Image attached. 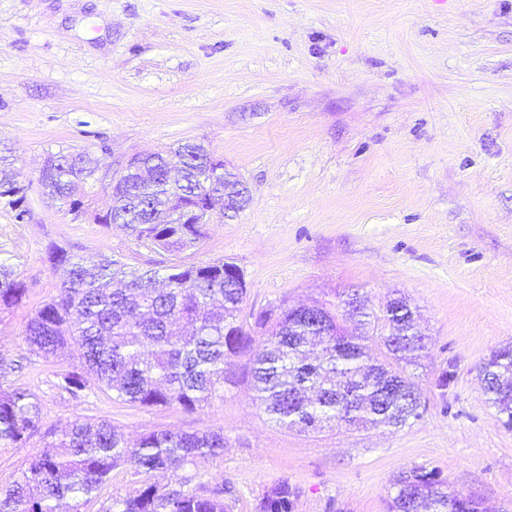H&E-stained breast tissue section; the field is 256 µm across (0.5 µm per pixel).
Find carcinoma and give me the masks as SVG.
I'll list each match as a JSON object with an SVG mask.
<instances>
[{
  "mask_svg": "<svg viewBox=\"0 0 512 512\" xmlns=\"http://www.w3.org/2000/svg\"><path fill=\"white\" fill-rule=\"evenodd\" d=\"M86 151L49 155L39 181L51 200L71 210L84 206V184L98 169ZM183 170L171 181L168 165ZM10 151H0V198L19 189L11 182ZM224 161L198 143L153 153L110 187L107 224H122L143 244L164 251L194 248L205 237L194 223L200 208L224 209ZM48 259L59 276V293L35 311L24 331L36 357L60 355L74 346L80 367L60 376L58 388L75 400L97 389L143 407L193 412L224 399L230 359L251 352L247 374L260 409L284 427L321 431L340 421L405 425L420 416V398L407 368L426 348L410 303L388 302L383 315L368 311L354 290L340 301L342 315L357 318V331L336 324L325 306L315 313L301 306H278L243 315L248 288L240 268L224 260L175 265L160 275L131 269L105 255L73 262L53 245ZM26 287L0 263V313L23 302ZM384 350L379 359L368 342ZM481 389L503 422L512 426V353L495 350L483 362ZM39 403L23 388L0 387V447L21 448L40 432ZM52 438L46 453L27 461L13 483L0 489V512H80L117 466L129 464L144 477L133 493L112 500L106 512H231L224 485L177 488L159 480L196 459L224 457V429H152L128 442L105 420L70 422ZM389 512H484L482 502L452 489L438 472L413 468L393 480ZM293 491L281 481L264 495L260 512H291Z\"/></svg>",
  "mask_w": 512,
  "mask_h": 512,
  "instance_id": "cac0c4a2",
  "label": "carcinoma"
}]
</instances>
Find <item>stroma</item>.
<instances>
[{"mask_svg":"<svg viewBox=\"0 0 512 512\" xmlns=\"http://www.w3.org/2000/svg\"><path fill=\"white\" fill-rule=\"evenodd\" d=\"M204 144L249 191L183 252L102 224L130 157ZM24 218L0 201V263L27 288L0 313V386L29 390L45 425L105 419L129 438L220 427L223 459L184 475L227 482L233 512L274 484L292 512H388L394 477L424 467L512 512V428L480 389L482 362L512 343V0H0V146ZM100 167L71 215L38 181L48 154ZM131 267L235 263L249 307L405 297L427 348L414 371L422 415L400 428L303 432L272 422L233 359L223 400L188 413L93 391H58L77 355L31 361L23 330L57 293L50 245ZM453 378L440 387L443 372ZM112 471L82 512L140 487Z\"/></svg>","mask_w":512,"mask_h":512,"instance_id":"35a3bbf8","label":"stroma"}]
</instances>
